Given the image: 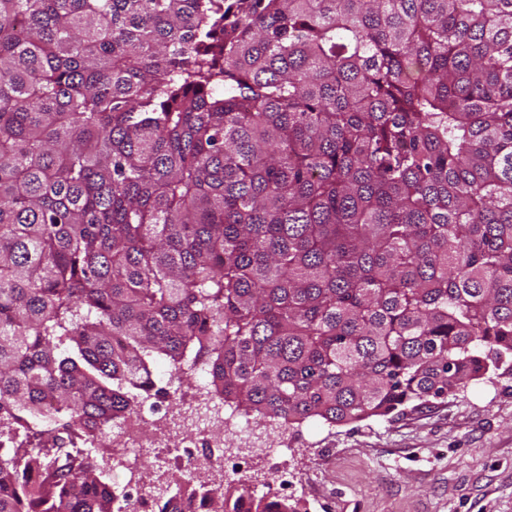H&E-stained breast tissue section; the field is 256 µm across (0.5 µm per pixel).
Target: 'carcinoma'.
Instances as JSON below:
<instances>
[{
    "label": "carcinoma",
    "mask_w": 512,
    "mask_h": 512,
    "mask_svg": "<svg viewBox=\"0 0 512 512\" xmlns=\"http://www.w3.org/2000/svg\"><path fill=\"white\" fill-rule=\"evenodd\" d=\"M509 359L512 0H0V512H129L72 438L200 368L294 428Z\"/></svg>",
    "instance_id": "carcinoma-1"
}]
</instances>
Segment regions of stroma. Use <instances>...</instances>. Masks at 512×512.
<instances>
[{
  "mask_svg": "<svg viewBox=\"0 0 512 512\" xmlns=\"http://www.w3.org/2000/svg\"><path fill=\"white\" fill-rule=\"evenodd\" d=\"M270 433L283 446L237 477L287 474L310 512H512V368L420 409L350 425Z\"/></svg>",
  "mask_w": 512,
  "mask_h": 512,
  "instance_id": "35a3bbf8",
  "label": "stroma"
}]
</instances>
